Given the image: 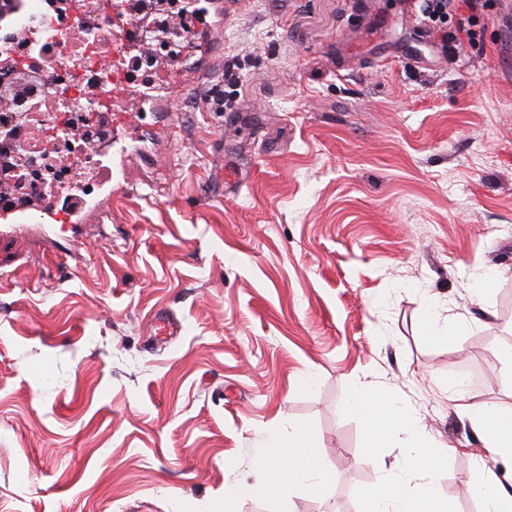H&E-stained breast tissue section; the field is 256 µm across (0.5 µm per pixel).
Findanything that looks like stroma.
<instances>
[{"instance_id": "obj_1", "label": "stroma", "mask_w": 512, "mask_h": 512, "mask_svg": "<svg viewBox=\"0 0 512 512\" xmlns=\"http://www.w3.org/2000/svg\"><path fill=\"white\" fill-rule=\"evenodd\" d=\"M207 76L79 264L0 239V512H220L257 481L258 436L295 423L328 498L235 512H360L381 473L422 477L399 449L363 457L359 382L420 419L448 452L441 495L478 512L475 457L502 465L445 383L478 370L469 402L512 408V0L456 49L410 0H239ZM432 303L454 341L423 333ZM159 310L179 335H156Z\"/></svg>"}]
</instances>
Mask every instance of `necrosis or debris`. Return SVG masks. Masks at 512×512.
<instances>
[{"instance_id": "necrosis-or-debris-1", "label": "necrosis or debris", "mask_w": 512, "mask_h": 512, "mask_svg": "<svg viewBox=\"0 0 512 512\" xmlns=\"http://www.w3.org/2000/svg\"><path fill=\"white\" fill-rule=\"evenodd\" d=\"M143 0H95L91 11L51 18L27 44L0 37V204L27 193L63 196L75 179L68 157H80L90 179L112 145V113L99 106L127 80L153 77L158 58L147 54L120 66L105 64L120 45V27L139 14ZM49 109L24 119L32 102Z\"/></svg>"}]
</instances>
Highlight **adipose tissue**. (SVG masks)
Listing matches in <instances>:
<instances>
[{
  "mask_svg": "<svg viewBox=\"0 0 512 512\" xmlns=\"http://www.w3.org/2000/svg\"><path fill=\"white\" fill-rule=\"evenodd\" d=\"M484 448L504 465L512 467V409L494 403L472 404L460 382L449 384ZM344 410L365 428L364 455L383 458L399 446L406 472H425L427 481L405 489L389 475L361 493L362 512H456L452 500L440 496L435 474L439 471L444 451L424 433L417 418L395 397L377 389L353 388ZM318 436L304 424L292 426L288 434L266 432L255 448L254 462L259 473L257 482L228 490L224 508L231 512L233 502L243 495H277L284 487L303 486L313 494H327L332 482L330 473L318 466ZM467 490L481 506L480 512H512V491L491 471H479Z\"/></svg>",
  "mask_w": 512,
  "mask_h": 512,
  "instance_id": "adipose-tissue-1",
  "label": "adipose tissue"
}]
</instances>
